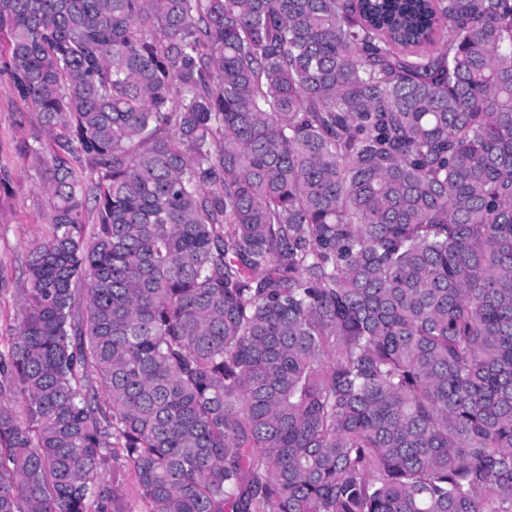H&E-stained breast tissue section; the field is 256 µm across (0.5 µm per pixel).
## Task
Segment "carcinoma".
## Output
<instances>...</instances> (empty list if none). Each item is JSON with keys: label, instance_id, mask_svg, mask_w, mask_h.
<instances>
[{"label": "carcinoma", "instance_id": "cac0c4a2", "mask_svg": "<svg viewBox=\"0 0 512 512\" xmlns=\"http://www.w3.org/2000/svg\"><path fill=\"white\" fill-rule=\"evenodd\" d=\"M2 33L56 150L0 512H133L116 456L148 512H512V0H0ZM102 477L110 481L113 478L121 485L128 499L132 501L136 512H148L149 506L140 497L138 480L131 466L122 464V461H117L105 468L102 472Z\"/></svg>", "mask_w": 512, "mask_h": 512}]
</instances>
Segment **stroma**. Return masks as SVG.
Masks as SVG:
<instances>
[{
    "instance_id": "1",
    "label": "stroma",
    "mask_w": 512,
    "mask_h": 512,
    "mask_svg": "<svg viewBox=\"0 0 512 512\" xmlns=\"http://www.w3.org/2000/svg\"><path fill=\"white\" fill-rule=\"evenodd\" d=\"M53 141L18 96L0 57V352H7L24 317L26 266L49 233L41 191Z\"/></svg>"
}]
</instances>
